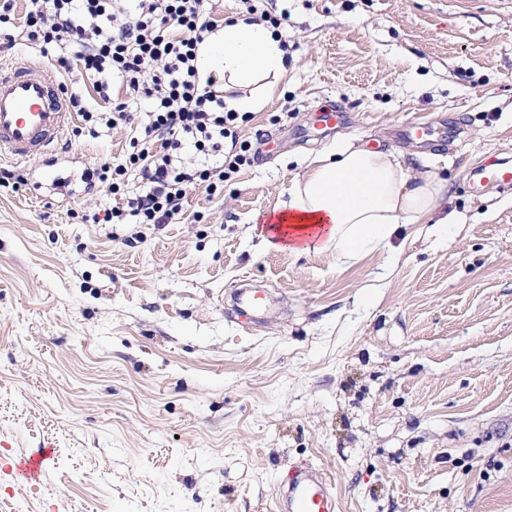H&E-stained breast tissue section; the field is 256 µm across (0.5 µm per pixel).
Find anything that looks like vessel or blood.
Returning <instances> with one entry per match:
<instances>
[{"instance_id":"1","label":"vessel or blood","mask_w":512,"mask_h":512,"mask_svg":"<svg viewBox=\"0 0 512 512\" xmlns=\"http://www.w3.org/2000/svg\"><path fill=\"white\" fill-rule=\"evenodd\" d=\"M73 122L70 101L50 72L24 64L0 67V156L26 163L55 152ZM475 188L493 184L512 188V161L487 163L474 172ZM54 451L13 459L8 472L14 483H40ZM288 512H338L332 478L322 470H295L286 499Z\"/></svg>"}]
</instances>
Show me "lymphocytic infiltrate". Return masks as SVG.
Masks as SVG:
<instances>
[{"label": "lymphocytic infiltrate", "instance_id": "1", "mask_svg": "<svg viewBox=\"0 0 512 512\" xmlns=\"http://www.w3.org/2000/svg\"><path fill=\"white\" fill-rule=\"evenodd\" d=\"M136 16L117 0H28L23 27L41 53L70 51L62 67L80 65L106 112L79 108L82 124L136 131L131 150L100 167L99 181L123 201L105 210L108 224H170L182 211L186 189H223L228 174L248 161L238 136L239 113L224 109L213 77L197 66L198 49L219 26L209 0H137ZM118 80L139 112L112 102L108 78ZM238 150L225 151V141ZM145 185L133 196L123 186L129 173Z\"/></svg>", "mask_w": 512, "mask_h": 512}]
</instances>
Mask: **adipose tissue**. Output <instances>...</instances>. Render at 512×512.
Returning a JSON list of instances; mask_svg holds the SVG:
<instances>
[{
    "label": "adipose tissue",
    "mask_w": 512,
    "mask_h": 512,
    "mask_svg": "<svg viewBox=\"0 0 512 512\" xmlns=\"http://www.w3.org/2000/svg\"><path fill=\"white\" fill-rule=\"evenodd\" d=\"M203 74L223 76L227 85L251 88L228 97L229 112L260 111L288 77V61L272 29L242 19L225 22L198 50ZM447 184L435 172H415L393 151L343 143L316 154L289 192L279 220L291 234H270L267 247L295 252L335 250L343 262L392 251L411 224H432L442 233L455 225L443 211Z\"/></svg>",
    "instance_id": "obj_1"
}]
</instances>
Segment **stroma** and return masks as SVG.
Masks as SVG:
<instances>
[{
    "instance_id": "obj_1",
    "label": "stroma",
    "mask_w": 512,
    "mask_h": 512,
    "mask_svg": "<svg viewBox=\"0 0 512 512\" xmlns=\"http://www.w3.org/2000/svg\"><path fill=\"white\" fill-rule=\"evenodd\" d=\"M288 19L290 73L240 122L252 161L179 223L97 224L101 163L130 134H69L59 187L20 165L0 189V512H278L296 467L330 471L340 512H512V190L469 188L512 159V0H214ZM0 66L81 73L15 28ZM336 106L345 126L319 129ZM422 159L459 223L391 256L264 243L310 154L343 142ZM265 288L270 311L230 297ZM50 446L43 481L13 458Z\"/></svg>"
}]
</instances>
